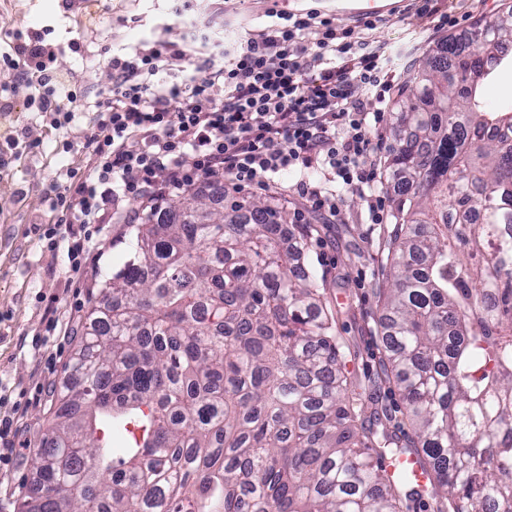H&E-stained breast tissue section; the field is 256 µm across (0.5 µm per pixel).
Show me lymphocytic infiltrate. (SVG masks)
<instances>
[{
  "mask_svg": "<svg viewBox=\"0 0 512 512\" xmlns=\"http://www.w3.org/2000/svg\"><path fill=\"white\" fill-rule=\"evenodd\" d=\"M192 36L203 53L200 76L183 85L157 79L175 47L113 57L112 93L96 104L84 144L90 168H67V183L52 188L54 218L37 229L45 248L65 250L71 273L95 270L102 252L71 239L70 225L102 223L131 197L152 209L220 175L272 186L296 169L294 193L332 220L337 190L380 198L384 141L354 88L380 97L391 91L384 43L342 39L314 12L284 14L237 48L212 41L202 27ZM310 169L321 171L323 183H310Z\"/></svg>",
  "mask_w": 512,
  "mask_h": 512,
  "instance_id": "obj_1",
  "label": "lymphocytic infiltrate"
}]
</instances>
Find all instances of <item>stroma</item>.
I'll use <instances>...</instances> for the list:
<instances>
[{"label":"stroma","instance_id":"obj_1","mask_svg":"<svg viewBox=\"0 0 512 512\" xmlns=\"http://www.w3.org/2000/svg\"><path fill=\"white\" fill-rule=\"evenodd\" d=\"M393 9L371 33L387 45L392 64L404 72L420 62L448 21L464 34L478 20H495L502 0H391ZM266 0H0V61L19 43L41 39L46 71L76 98L73 121L56 127L53 114L41 110L40 73L30 68L17 84L9 68H0V416L15 414L17 432L0 444L9 460L0 463V512H19L36 477L27 459L40 448L56 409L55 390L67 378L73 336L45 337L48 318L70 311L82 323L98 288L132 258L130 224H95L92 238L103 256L94 273L70 276L63 253L43 248L35 227L52 212L46 197L66 168L85 165L83 143L91 131L86 109L112 90V57L134 47L176 45L166 78L179 81L195 72L198 50L187 31L192 20H207L224 39L246 42L272 25ZM289 213L311 230L310 261L327 281V301L338 310L336 333L349 352L347 368L361 395L377 398L396 434L409 432L399 394L391 383H375L381 357L376 324L378 290L391 223L368 220V203L356 193L339 192L340 219H327L290 195Z\"/></svg>","mask_w":512,"mask_h":512}]
</instances>
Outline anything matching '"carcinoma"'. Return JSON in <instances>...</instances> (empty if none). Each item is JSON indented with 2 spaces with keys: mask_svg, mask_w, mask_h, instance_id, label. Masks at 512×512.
Returning <instances> with one entry per match:
<instances>
[{
  "mask_svg": "<svg viewBox=\"0 0 512 512\" xmlns=\"http://www.w3.org/2000/svg\"><path fill=\"white\" fill-rule=\"evenodd\" d=\"M477 63L512 69L511 3L410 70L386 163L380 375L414 436L355 392L304 225L170 204L91 303L71 356L90 367L57 395L24 512H408L398 454L433 512H512V99L478 100ZM104 420L134 446L104 444Z\"/></svg>",
  "mask_w": 512,
  "mask_h": 512,
  "instance_id": "cac0c4a2",
  "label": "carcinoma"
}]
</instances>
